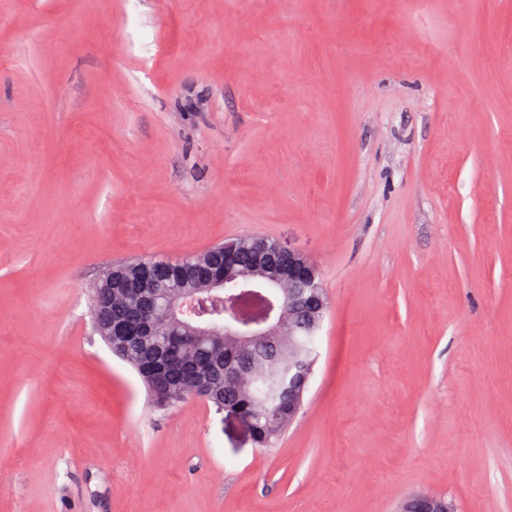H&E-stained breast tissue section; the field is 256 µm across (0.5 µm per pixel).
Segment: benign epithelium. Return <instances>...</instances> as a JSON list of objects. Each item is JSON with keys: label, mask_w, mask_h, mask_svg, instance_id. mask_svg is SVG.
Wrapping results in <instances>:
<instances>
[{"label": "benign epithelium", "mask_w": 512, "mask_h": 512, "mask_svg": "<svg viewBox=\"0 0 512 512\" xmlns=\"http://www.w3.org/2000/svg\"><path fill=\"white\" fill-rule=\"evenodd\" d=\"M243 248L240 239L224 243V269L210 271L209 253H198L195 262L185 266L179 260L169 267L179 281L189 287L167 290L153 288L155 269L141 264L130 271L107 269L102 275L108 288L102 312L94 317L95 329L107 345L134 346L140 353L139 372L155 384L169 372V349L163 336H191L210 339L215 346L207 373L192 386L197 397L213 399L224 394V382L235 375L224 373V358L248 345L258 336L288 337V369L297 370L288 385V422H293L302 406L304 392L312 374L314 348L296 342L303 328L318 336L327 310L324 289L317 265L303 252L279 244L271 253L257 252L253 262L240 269L236 261ZM253 288H276L277 304L260 316L235 308L224 320L210 319L188 323L185 312L203 297L221 299L228 295L244 299ZM288 307H283V299ZM401 512H456L444 499L416 495L408 499Z\"/></svg>", "instance_id": "benign-epithelium-1"}]
</instances>
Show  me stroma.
I'll list each match as a JSON object with an SVG mask.
<instances>
[{
	"instance_id": "1",
	"label": "stroma",
	"mask_w": 512,
	"mask_h": 512,
	"mask_svg": "<svg viewBox=\"0 0 512 512\" xmlns=\"http://www.w3.org/2000/svg\"><path fill=\"white\" fill-rule=\"evenodd\" d=\"M318 266L299 415L157 409L117 260ZM512 512V0H0V512ZM401 512H456V510L451 502L444 499L416 495L404 503Z\"/></svg>"
}]
</instances>
